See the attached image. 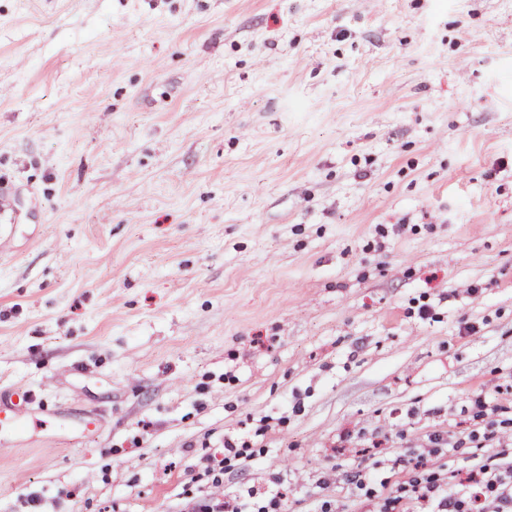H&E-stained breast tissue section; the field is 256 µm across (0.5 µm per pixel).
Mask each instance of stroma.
<instances>
[{
  "label": "stroma",
  "mask_w": 512,
  "mask_h": 512,
  "mask_svg": "<svg viewBox=\"0 0 512 512\" xmlns=\"http://www.w3.org/2000/svg\"><path fill=\"white\" fill-rule=\"evenodd\" d=\"M0 187V512H380L512 404V0H0ZM30 391L12 387L8 392L0 388V436L15 432L23 417L33 410ZM286 493L281 483H276L263 492L250 489L224 492V495H209L185 505L188 512H278L281 511Z\"/></svg>",
  "instance_id": "stroma-1"
}]
</instances>
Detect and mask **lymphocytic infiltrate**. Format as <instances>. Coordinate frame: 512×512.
<instances>
[{"label": "lymphocytic infiltrate", "mask_w": 512, "mask_h": 512, "mask_svg": "<svg viewBox=\"0 0 512 512\" xmlns=\"http://www.w3.org/2000/svg\"><path fill=\"white\" fill-rule=\"evenodd\" d=\"M480 454L466 467L451 468L435 450L417 449L396 459L392 476L369 477L347 473L348 484L366 496L380 499L382 512H512V457L506 450H488L492 430L470 431ZM286 494L281 485L209 495L189 502L188 512H280Z\"/></svg>", "instance_id": "f902f5d3"}]
</instances>
